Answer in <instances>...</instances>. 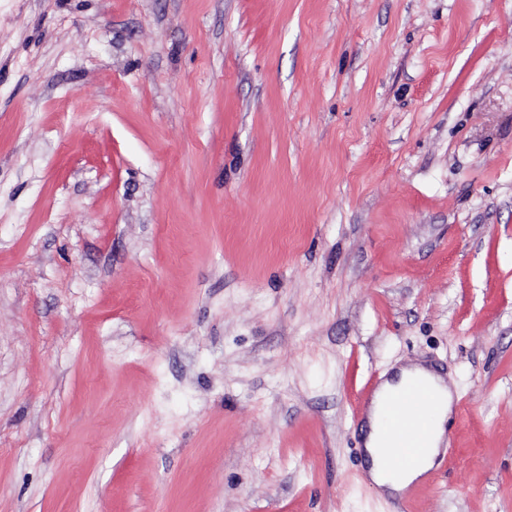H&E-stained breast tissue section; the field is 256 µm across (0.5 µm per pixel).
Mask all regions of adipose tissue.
I'll return each instance as SVG.
<instances>
[{
    "instance_id": "adipose-tissue-1",
    "label": "adipose tissue",
    "mask_w": 512,
    "mask_h": 512,
    "mask_svg": "<svg viewBox=\"0 0 512 512\" xmlns=\"http://www.w3.org/2000/svg\"><path fill=\"white\" fill-rule=\"evenodd\" d=\"M414 374L424 376L433 384L440 392L443 398V404L439 413V419L434 425L430 447L424 459L418 466L407 470L402 479L396 482L389 480L383 470L378 445V416L385 395L388 392L402 388L408 378ZM452 405L453 394L451 389L445 384L443 378L417 363L398 368L397 372H395L392 377L379 385L367 409L368 432L364 441V454L368 467V475L380 496L394 498L403 495L411 485L419 482L423 475L434 467L436 458L445 440V422L452 409Z\"/></svg>"
}]
</instances>
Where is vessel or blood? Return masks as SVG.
<instances>
[{
  "label": "vessel or blood",
  "mask_w": 512,
  "mask_h": 512,
  "mask_svg": "<svg viewBox=\"0 0 512 512\" xmlns=\"http://www.w3.org/2000/svg\"><path fill=\"white\" fill-rule=\"evenodd\" d=\"M439 413L432 387L421 378L387 399L379 421L380 439L392 474L416 466L428 449Z\"/></svg>",
  "instance_id": "obj_1"
}]
</instances>
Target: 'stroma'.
<instances>
[{
	"instance_id": "obj_1",
	"label": "stroma",
	"mask_w": 512,
	"mask_h": 512,
	"mask_svg": "<svg viewBox=\"0 0 512 512\" xmlns=\"http://www.w3.org/2000/svg\"><path fill=\"white\" fill-rule=\"evenodd\" d=\"M426 358L512 512V0H0V512H395ZM413 374H420L432 383L442 395L443 404L439 413L438 399L432 387L422 378H416L404 392L390 395L385 402L379 431L381 444L386 451L387 465L396 476L411 468L396 482L389 480L383 470L379 451L381 448L378 445V416L385 395L402 388ZM452 405L453 394L443 378L417 363L398 368L392 377L379 385L367 409L368 432L364 441V454L368 475L380 496L394 498L403 495L434 467L445 440V424ZM438 413L439 420L433 429ZM425 453L422 462L416 466Z\"/></svg>"
}]
</instances>
